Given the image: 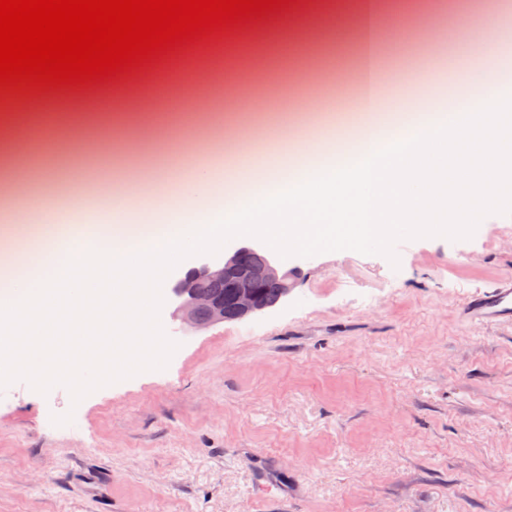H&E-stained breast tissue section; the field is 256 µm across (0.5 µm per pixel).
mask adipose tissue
<instances>
[{"label":"adipose tissue","instance_id":"adipose-tissue-1","mask_svg":"<svg viewBox=\"0 0 512 512\" xmlns=\"http://www.w3.org/2000/svg\"><path fill=\"white\" fill-rule=\"evenodd\" d=\"M480 59L502 72L493 95H469L431 122L400 103L384 124L377 88L355 105L359 122L306 141L324 160L295 166V152H262L255 164L197 169L170 194L128 181L103 223L44 224L0 280V361L74 378L85 368L109 379L142 367L158 337L149 330L153 287L191 246L259 234L277 249L324 242L361 246L398 227L456 232L488 208L512 205V19L484 0ZM260 187L218 208L207 200L230 182Z\"/></svg>","mask_w":512,"mask_h":512}]
</instances>
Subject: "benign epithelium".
<instances>
[{"instance_id": "1", "label": "benign epithelium", "mask_w": 512, "mask_h": 512, "mask_svg": "<svg viewBox=\"0 0 512 512\" xmlns=\"http://www.w3.org/2000/svg\"><path fill=\"white\" fill-rule=\"evenodd\" d=\"M262 276L277 282L283 297L286 298L291 293L294 271L283 268L273 257H267ZM200 279L212 282L233 281L235 291L232 308L236 320H243L269 309V305L261 299L256 276L251 270L237 263V253L234 252L220 264H205L194 270L172 288L173 297L177 300L176 314L183 326L191 331H202L228 320L225 302L221 297L197 290Z\"/></svg>"}]
</instances>
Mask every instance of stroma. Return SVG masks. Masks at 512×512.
<instances>
[{
  "instance_id": "stroma-1",
  "label": "stroma",
  "mask_w": 512,
  "mask_h": 512,
  "mask_svg": "<svg viewBox=\"0 0 512 512\" xmlns=\"http://www.w3.org/2000/svg\"><path fill=\"white\" fill-rule=\"evenodd\" d=\"M320 32L282 17L231 36L229 67L267 60L266 75L236 86L209 78L208 100L141 89L104 111L97 96L42 94L54 108L41 149L53 159L24 191L47 217L73 193L93 197L131 176L163 185L167 159L190 145L183 166L221 167L249 157L246 117L265 129L298 114L350 119L359 93L352 0H329ZM483 0H431L433 17L406 0L407 35L389 19L379 32L388 79L404 73L450 85L477 64L457 13ZM512 210L483 213L462 232L401 228L362 246L276 250L296 285L269 311L206 330H185L174 285L259 236L189 251L154 288L151 323L164 347L140 372L100 383L0 371V512H512V323L464 320L466 301L512 275Z\"/></svg>"
}]
</instances>
